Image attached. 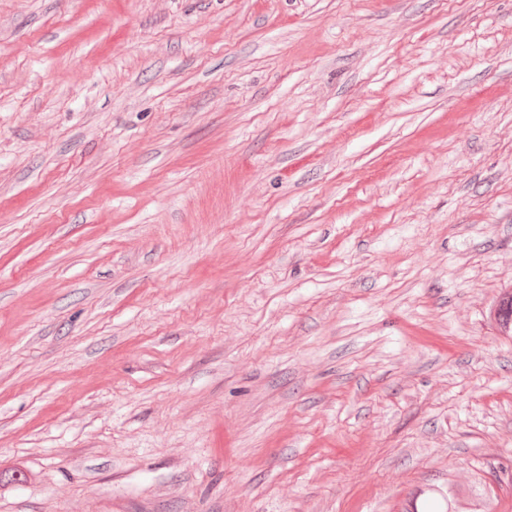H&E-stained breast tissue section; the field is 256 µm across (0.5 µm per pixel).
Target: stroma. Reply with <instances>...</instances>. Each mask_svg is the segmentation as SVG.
<instances>
[{
    "label": "stroma",
    "instance_id": "obj_1",
    "mask_svg": "<svg viewBox=\"0 0 512 512\" xmlns=\"http://www.w3.org/2000/svg\"><path fill=\"white\" fill-rule=\"evenodd\" d=\"M512 0H0V512H512Z\"/></svg>",
    "mask_w": 512,
    "mask_h": 512
}]
</instances>
